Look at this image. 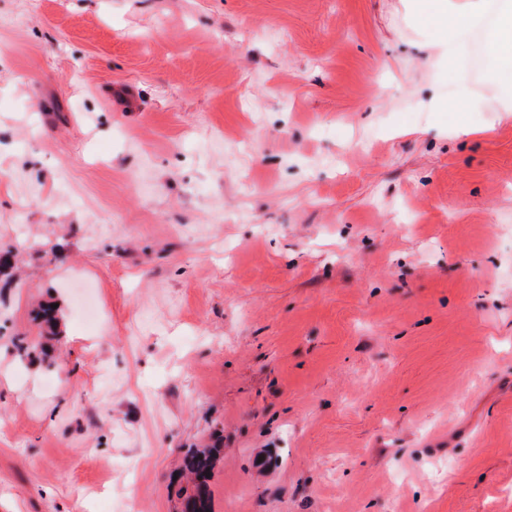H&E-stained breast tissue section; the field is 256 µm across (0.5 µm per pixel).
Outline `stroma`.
Returning a JSON list of instances; mask_svg holds the SVG:
<instances>
[{"mask_svg":"<svg viewBox=\"0 0 512 512\" xmlns=\"http://www.w3.org/2000/svg\"><path fill=\"white\" fill-rule=\"evenodd\" d=\"M410 4L0 0V512H512V121ZM218 454L219 448H209L191 452L184 458V470L190 473L195 480V493L190 506L191 512H209L210 492L207 483L209 477H206V473L211 474Z\"/></svg>","mask_w":512,"mask_h":512,"instance_id":"obj_1","label":"stroma"}]
</instances>
